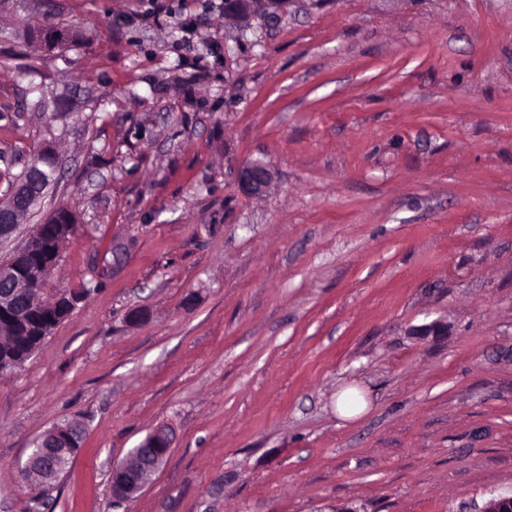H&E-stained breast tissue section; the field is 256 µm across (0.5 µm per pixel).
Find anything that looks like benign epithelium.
Listing matches in <instances>:
<instances>
[{
  "label": "benign epithelium",
  "mask_w": 512,
  "mask_h": 512,
  "mask_svg": "<svg viewBox=\"0 0 512 512\" xmlns=\"http://www.w3.org/2000/svg\"><path fill=\"white\" fill-rule=\"evenodd\" d=\"M263 2L244 6V0H224V13L237 17L253 16L262 9ZM237 179L248 195L264 193L272 182L269 166L260 161L246 162L237 170ZM45 178L37 167L18 184L17 196L32 206L42 196ZM18 227L15 213L0 207V239L7 238ZM58 254L46 248L38 233H33L7 265H0V312L10 314L16 320L25 318L28 311L30 289L40 284L50 268L56 263ZM78 443L70 424L55 425L46 430L29 449L25 462L20 466L23 474L38 472L46 487L57 480L68 462L70 448ZM172 447V437L164 426L155 428L136 447L130 449L126 458L112 465V499L121 502L135 497L144 487L148 475L158 471ZM481 512H512V494L496 496L485 504Z\"/></svg>",
  "instance_id": "obj_1"
}]
</instances>
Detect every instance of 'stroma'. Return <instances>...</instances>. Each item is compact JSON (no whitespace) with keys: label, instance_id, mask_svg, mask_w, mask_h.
<instances>
[{"label":"stroma","instance_id":"35a3bbf8","mask_svg":"<svg viewBox=\"0 0 512 512\" xmlns=\"http://www.w3.org/2000/svg\"><path fill=\"white\" fill-rule=\"evenodd\" d=\"M0 11V193L52 145L73 311L0 375V512H481L512 493V0H190ZM193 20V49L181 28ZM82 30L29 54L23 23ZM270 165L260 197L236 182ZM146 313L132 322L135 311ZM440 321L443 335L421 334ZM367 407L341 416L338 395ZM85 439L53 489L19 465ZM164 465L113 504L155 427ZM237 179L246 194L260 195L269 188L272 172L263 162H246L238 168ZM70 425H55L39 436L20 466L21 474L36 471L42 484L51 487L68 462L70 448L79 441L75 439L76 432L69 430ZM171 447V433L158 426L131 448L121 463L112 465V499L121 502L140 493L147 476L160 469Z\"/></svg>","mask_w":512,"mask_h":512}]
</instances>
